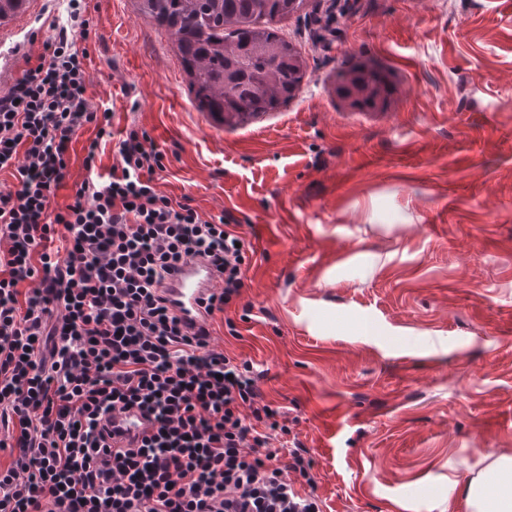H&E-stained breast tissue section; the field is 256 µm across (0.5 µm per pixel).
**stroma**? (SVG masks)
<instances>
[{
  "mask_svg": "<svg viewBox=\"0 0 512 512\" xmlns=\"http://www.w3.org/2000/svg\"><path fill=\"white\" fill-rule=\"evenodd\" d=\"M96 169L130 126L166 154L159 190L240 225L242 294L214 321L308 451L324 512H469L448 478L512 456V0H304L279 33L306 76L246 128L211 127L177 47L133 0H83ZM69 0L0 23L38 56ZM395 85L337 93L348 58Z\"/></svg>",
  "mask_w": 512,
  "mask_h": 512,
  "instance_id": "stroma-1",
  "label": "stroma"
}]
</instances>
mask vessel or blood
Returning a JSON list of instances; mask_svg holds the SVG:
<instances>
[{
    "instance_id": "vessel-or-blood-1",
    "label": "vessel or blood",
    "mask_w": 512,
    "mask_h": 512,
    "mask_svg": "<svg viewBox=\"0 0 512 512\" xmlns=\"http://www.w3.org/2000/svg\"><path fill=\"white\" fill-rule=\"evenodd\" d=\"M215 281V272L205 261L193 260L167 277L164 295L186 324L198 325L206 317L202 300L211 292Z\"/></svg>"
}]
</instances>
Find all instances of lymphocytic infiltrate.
Segmentation results:
<instances>
[{"mask_svg": "<svg viewBox=\"0 0 512 512\" xmlns=\"http://www.w3.org/2000/svg\"><path fill=\"white\" fill-rule=\"evenodd\" d=\"M69 25L0 94V512H323L280 409L261 397L248 360L214 344L210 317L239 297L248 248L223 217L158 190L164 154L129 130L108 174L96 170L110 111L86 96L89 22ZM95 125L86 178L53 207L75 133ZM202 258L219 286L188 332L162 288ZM148 428L112 447L109 415Z\"/></svg>", "mask_w": 512, "mask_h": 512, "instance_id": "f902f5d3", "label": "lymphocytic infiltrate"}]
</instances>
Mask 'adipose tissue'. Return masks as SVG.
<instances>
[{
  "label": "adipose tissue",
  "mask_w": 512,
  "mask_h": 512,
  "mask_svg": "<svg viewBox=\"0 0 512 512\" xmlns=\"http://www.w3.org/2000/svg\"><path fill=\"white\" fill-rule=\"evenodd\" d=\"M485 471L497 475L494 485H487L484 473L476 472L467 482L449 477L448 491L462 495L471 512H512V456L487 454Z\"/></svg>",
  "instance_id": "adipose-tissue-1"
}]
</instances>
